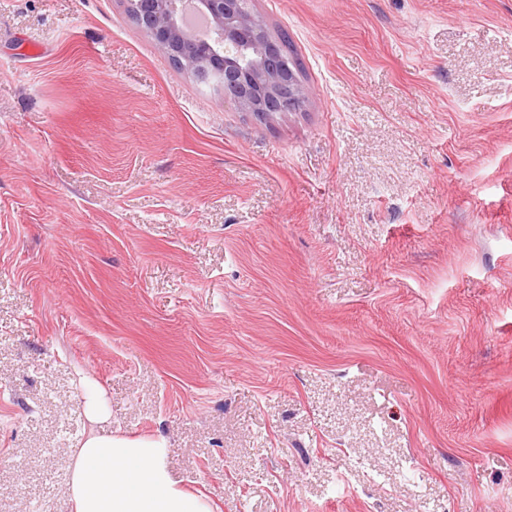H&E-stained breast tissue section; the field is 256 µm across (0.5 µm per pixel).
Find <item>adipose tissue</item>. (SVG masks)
Masks as SVG:
<instances>
[{
    "label": "adipose tissue",
    "instance_id": "1",
    "mask_svg": "<svg viewBox=\"0 0 512 512\" xmlns=\"http://www.w3.org/2000/svg\"><path fill=\"white\" fill-rule=\"evenodd\" d=\"M86 390L90 427L73 452V512H214L206 497L173 479L164 438L100 431L107 420L102 392L91 382Z\"/></svg>",
    "mask_w": 512,
    "mask_h": 512
}]
</instances>
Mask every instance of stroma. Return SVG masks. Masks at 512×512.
<instances>
[{
  "label": "stroma",
  "instance_id": "obj_1",
  "mask_svg": "<svg viewBox=\"0 0 512 512\" xmlns=\"http://www.w3.org/2000/svg\"><path fill=\"white\" fill-rule=\"evenodd\" d=\"M259 120L126 0H0V512L89 429L215 512H512V0H250Z\"/></svg>",
  "mask_w": 512,
  "mask_h": 512
}]
</instances>
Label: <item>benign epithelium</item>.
I'll return each instance as SVG.
<instances>
[{"instance_id":"1","label":"benign epithelium","mask_w":512,"mask_h":512,"mask_svg":"<svg viewBox=\"0 0 512 512\" xmlns=\"http://www.w3.org/2000/svg\"><path fill=\"white\" fill-rule=\"evenodd\" d=\"M136 24L157 49L205 87L224 92L261 118L294 112L309 92L281 55V40L246 0H128ZM208 21L202 31L188 15Z\"/></svg>"}]
</instances>
